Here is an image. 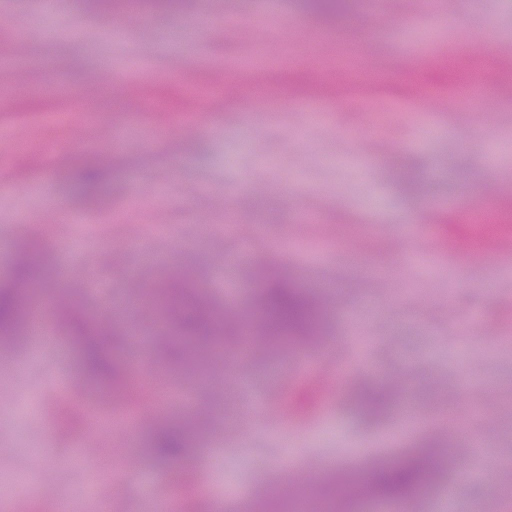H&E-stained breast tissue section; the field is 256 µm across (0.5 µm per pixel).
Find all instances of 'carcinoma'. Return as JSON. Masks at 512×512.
Returning a JSON list of instances; mask_svg holds the SVG:
<instances>
[{"mask_svg": "<svg viewBox=\"0 0 512 512\" xmlns=\"http://www.w3.org/2000/svg\"><path fill=\"white\" fill-rule=\"evenodd\" d=\"M348 0H305V7L321 15L330 16L343 11ZM157 97L172 108L183 104L184 93L178 87H163ZM74 177L85 192H96L104 179L98 162L87 159L77 165ZM441 223L452 225L454 234L443 238V244L455 249L468 248L469 227L450 216ZM41 254V243L30 239L20 251L10 281L0 282V342L12 340L25 325L22 287L33 281V274H43L36 257ZM264 288L257 296V305L271 321L270 335L262 337L266 343H310L322 336L321 313L317 302L293 278L263 268L260 271ZM159 293L168 304L170 318L177 323L185 336H197L204 343L188 348L180 342L171 349L172 359L189 364L206 358L212 345L223 341V336L237 334V318L217 309L205 297L197 294L193 286L180 277L164 282ZM61 325L78 344L86 378L106 393L112 400H125L132 396L122 364L117 362L107 347L108 329L101 323L77 316L72 309L63 306ZM321 399L317 385L299 391L284 402L287 412L305 420L315 411ZM356 410L367 420L376 421L390 410L389 394L381 389L363 387L354 395ZM149 447L154 455L163 460L177 458L188 450L189 436L179 426L162 424L150 435ZM449 439L424 444V450L406 458L377 467L370 481L359 487L353 475L333 474L318 488L321 495L340 498L347 502L359 496L383 500H404L417 494L432 482L438 472L437 462L448 463Z\"/></svg>", "mask_w": 512, "mask_h": 512, "instance_id": "1", "label": "carcinoma"}]
</instances>
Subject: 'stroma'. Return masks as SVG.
I'll use <instances>...</instances> for the list:
<instances>
[{"instance_id":"stroma-1","label":"stroma","mask_w":512,"mask_h":512,"mask_svg":"<svg viewBox=\"0 0 512 512\" xmlns=\"http://www.w3.org/2000/svg\"><path fill=\"white\" fill-rule=\"evenodd\" d=\"M265 28L252 29L257 13ZM481 12L500 35L497 50L512 63V0H387L385 33L362 9L330 23L337 44L357 40L369 65L387 74L409 48L427 66L448 49L477 42L464 17ZM240 27L192 53L206 26L225 18ZM310 17L300 0H184L163 17L104 16L82 0H0V48L15 53L47 93L102 87L108 65L136 82L187 88L208 83L225 60L252 55L256 45L301 43ZM52 71L35 66L38 58ZM441 102L368 112L330 104L324 116L297 104L262 120L249 119L233 97L210 102L196 127L163 126L152 108L109 112L86 122L85 140L52 135L48 160L0 189V280L31 237L53 267L43 296L68 294L73 304L116 323L112 351L141 345L135 403L95 400L81 370L79 348L54 314L43 335L23 332L0 349V475L30 476L26 496L0 492V505L21 512L24 500L50 496L72 512H184L182 473L197 468L193 488L215 512L245 504L282 486L289 470L320 482L339 471L366 480L370 459H393L432 431H444L439 410L456 408V462L413 503L348 505L319 497L321 512H466L474 504L512 512V247L478 260L433 245V228L405 217L433 207L453 214L466 193L502 203L512 196V95L488 89L483 103ZM98 153L107 173L100 192L83 195L71 174ZM419 183L406 192L401 172ZM149 182L136 186L137 176ZM293 270L326 299L323 343L316 365L283 345L236 360L226 379L199 385L172 372L157 396L149 375L168 331L165 304L155 296L170 272L185 273L217 303L234 298L240 318L256 317L255 266ZM309 383L327 393L315 419H284L287 392ZM392 387L391 412L368 421L355 411V384ZM90 413L98 427L63 431L61 410ZM197 425L193 450L173 462L146 448L154 415ZM477 471L460 476L462 465Z\"/></svg>"}]
</instances>
